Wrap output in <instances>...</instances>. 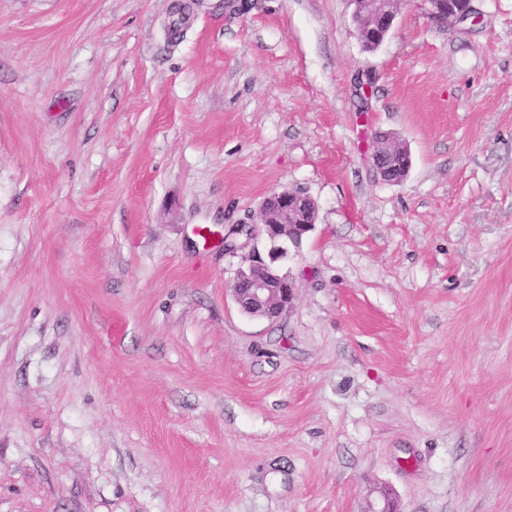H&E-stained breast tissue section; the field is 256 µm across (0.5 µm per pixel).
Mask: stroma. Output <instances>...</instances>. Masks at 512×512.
<instances>
[{
  "instance_id": "1",
  "label": "stroma",
  "mask_w": 512,
  "mask_h": 512,
  "mask_svg": "<svg viewBox=\"0 0 512 512\" xmlns=\"http://www.w3.org/2000/svg\"><path fill=\"white\" fill-rule=\"evenodd\" d=\"M234 2L0 0V512H512V0ZM355 5L353 22L359 36L384 41L390 34L396 17L394 0H352ZM473 0H425L429 14L437 20L454 23L463 22L472 18L478 21L479 16L472 5ZM385 136L380 137V145L371 156L372 166L383 182L399 184L408 174L409 154L399 142L389 141ZM398 157L404 158L400 165L397 163ZM316 209L315 201L304 190L283 188L264 198L259 224L246 230L244 226L238 227L224 235L226 254H237L259 237L270 246L266 256L255 245L242 256L243 265L237 271L232 288L242 311L250 309L256 317L273 320L293 306L296 298L294 283L276 267V262L286 254L278 243L286 240L301 243L315 229ZM243 231L247 241L238 243L232 235ZM244 268L250 273L243 278Z\"/></svg>"
}]
</instances>
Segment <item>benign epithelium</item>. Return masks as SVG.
Here are the masks:
<instances>
[{"label":"benign epithelium","mask_w":512,"mask_h":512,"mask_svg":"<svg viewBox=\"0 0 512 512\" xmlns=\"http://www.w3.org/2000/svg\"><path fill=\"white\" fill-rule=\"evenodd\" d=\"M355 5L353 22L359 35L373 41H384L390 34L396 17V0H352ZM429 14L442 21L454 23L468 19L478 21L472 0H425ZM377 176L388 184L401 183L408 174L410 158L407 149L396 141L380 137V145L371 156ZM316 203L300 188H283L269 194L260 206V221L235 233H245L247 241L237 242L232 234L224 235V252L242 256L233 284L234 298L241 309H250L260 318L273 320L293 306L296 291L293 281L279 273L276 262L285 255L281 241L299 244L314 229ZM262 238L269 249L263 255L249 242Z\"/></svg>","instance_id":"obj_1"}]
</instances>
